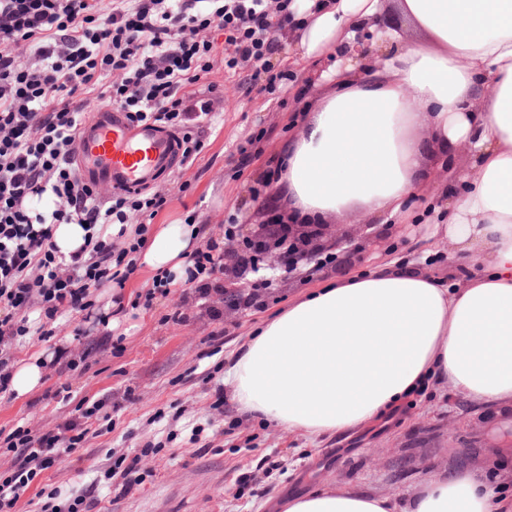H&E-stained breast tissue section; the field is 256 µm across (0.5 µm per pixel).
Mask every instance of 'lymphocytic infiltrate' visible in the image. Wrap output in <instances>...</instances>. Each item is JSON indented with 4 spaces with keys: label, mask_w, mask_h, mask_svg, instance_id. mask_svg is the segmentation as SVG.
<instances>
[{
    "label": "lymphocytic infiltrate",
    "mask_w": 512,
    "mask_h": 512,
    "mask_svg": "<svg viewBox=\"0 0 512 512\" xmlns=\"http://www.w3.org/2000/svg\"><path fill=\"white\" fill-rule=\"evenodd\" d=\"M291 0H0V392L11 379L16 338L43 335L40 319L93 308L90 288L124 284L136 269L147 226L114 249L101 230L134 212L156 215V192L93 190L73 159L87 103L119 108L131 121L182 131V163L192 166L201 139L186 126L208 124L215 98L196 87L218 57L253 65L254 82L286 80L270 58L289 23ZM223 43L205 38L210 29ZM58 224H78L84 244L59 254ZM88 430L71 422L35 432L19 426L1 443L15 455L0 476V512L52 466L61 449L78 448Z\"/></svg>",
    "instance_id": "lymphocytic-infiltrate-1"
}]
</instances>
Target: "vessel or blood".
Returning a JSON list of instances; mask_svg holds the SVG:
<instances>
[{"label": "vessel or blood", "mask_w": 512, "mask_h": 512, "mask_svg": "<svg viewBox=\"0 0 512 512\" xmlns=\"http://www.w3.org/2000/svg\"><path fill=\"white\" fill-rule=\"evenodd\" d=\"M76 162L92 189L141 190L158 183L180 160L175 131L130 122L112 107L98 109L79 130Z\"/></svg>", "instance_id": "vessel-or-blood-1"}]
</instances>
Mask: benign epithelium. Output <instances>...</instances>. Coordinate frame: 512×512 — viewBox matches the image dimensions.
Masks as SVG:
<instances>
[{
  "mask_svg": "<svg viewBox=\"0 0 512 512\" xmlns=\"http://www.w3.org/2000/svg\"><path fill=\"white\" fill-rule=\"evenodd\" d=\"M352 51L356 56H371L370 65L381 67L380 55L371 49L369 38L358 39ZM349 234L341 233L334 224L322 225L313 231L303 226L290 224L285 226L269 215L259 233H254L247 224L227 235L224 247V271L249 270L254 273L269 272L271 276L262 277L258 285L269 287L275 280V273H292L299 267L316 260L323 252L340 246L347 241ZM258 292L256 288L240 282V276H229L220 287L218 301L224 305L227 313H238Z\"/></svg>",
  "mask_w": 512,
  "mask_h": 512,
  "instance_id": "benign-epithelium-1",
  "label": "benign epithelium"
}]
</instances>
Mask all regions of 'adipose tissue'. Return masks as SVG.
<instances>
[{
	"mask_svg": "<svg viewBox=\"0 0 512 512\" xmlns=\"http://www.w3.org/2000/svg\"><path fill=\"white\" fill-rule=\"evenodd\" d=\"M380 0H296L298 47L330 56L352 44ZM428 39L360 73L324 76L298 136L281 148L279 193L299 215L344 221L402 214L423 192L421 132L468 146L432 236L473 271L452 284L385 263L330 280L266 320L225 372L240 411L312 438L365 427L431 380L477 403L512 401V0H398ZM201 228L157 224L139 262L187 278ZM282 512H498L471 471L444 472L404 500L323 487Z\"/></svg>",
	"mask_w": 512,
	"mask_h": 512,
	"instance_id": "obj_1",
	"label": "adipose tissue"
}]
</instances>
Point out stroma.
Instances as JSON below:
<instances>
[{"label":"stroma","instance_id":"1","mask_svg":"<svg viewBox=\"0 0 512 512\" xmlns=\"http://www.w3.org/2000/svg\"><path fill=\"white\" fill-rule=\"evenodd\" d=\"M292 27L270 62L287 72L286 86L260 90L251 67L217 62L199 83L220 100L218 117L203 134L205 147L189 168H177L158 184L166 204L135 223L201 224L200 246L223 241L229 228L259 227L268 209L287 213L277 193L283 171L280 148L297 135L322 71L294 51ZM429 192L410 198L412 212L446 201L448 182L467 167L468 155L425 144ZM355 239L325 253L317 266L279 274L273 285L239 315H225L211 296L224 282L223 268L203 281L180 283L151 307L138 294L154 274L137 268L124 285L93 290L94 315L106 313L115 295L125 309L119 327L96 324L75 337L82 315L53 323L45 341L34 336L12 346L13 362L36 354L67 352L75 369L46 371L41 388L20 397L0 394V430L24 425L39 432L79 419L82 398L102 403L88 419L81 447L63 452L18 500L15 512H69L82 499V512H276L285 497L335 486L399 500L444 471L472 470L501 485L512 497V456L474 442L478 426H494L508 404L478 405L450 386L429 382L397 410L349 432L312 440L241 412L224 368L263 320L326 280L363 273L400 259L450 282L470 269L467 257L432 238L424 222L400 218L348 222ZM69 386L70 400L47 398Z\"/></svg>","mask_w":512,"mask_h":512}]
</instances>
